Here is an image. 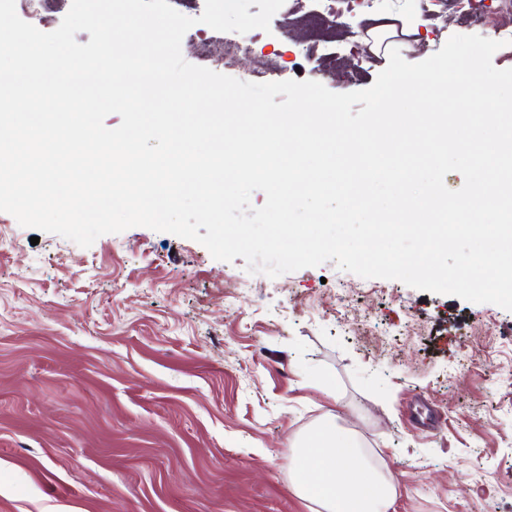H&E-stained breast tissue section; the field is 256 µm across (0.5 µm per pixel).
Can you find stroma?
Wrapping results in <instances>:
<instances>
[{
	"label": "stroma",
	"mask_w": 512,
	"mask_h": 512,
	"mask_svg": "<svg viewBox=\"0 0 512 512\" xmlns=\"http://www.w3.org/2000/svg\"><path fill=\"white\" fill-rule=\"evenodd\" d=\"M479 3L475 29L459 0H335V26L285 0L218 71L363 90L388 64L362 40L376 18L417 22L392 40L417 63L512 34V8ZM192 32L186 61L223 56ZM333 410L388 468L389 512H512V311L332 260L252 274L141 226L83 248L0 212V512H312L289 465Z\"/></svg>",
	"instance_id": "35a3bbf8"
}]
</instances>
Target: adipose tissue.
Here are the masks:
<instances>
[{"instance_id":"obj_1","label":"adipose tissue","mask_w":512,"mask_h":512,"mask_svg":"<svg viewBox=\"0 0 512 512\" xmlns=\"http://www.w3.org/2000/svg\"><path fill=\"white\" fill-rule=\"evenodd\" d=\"M337 419V413H327L295 449L296 494L319 512H387L395 497L391 477L369 463Z\"/></svg>"}]
</instances>
